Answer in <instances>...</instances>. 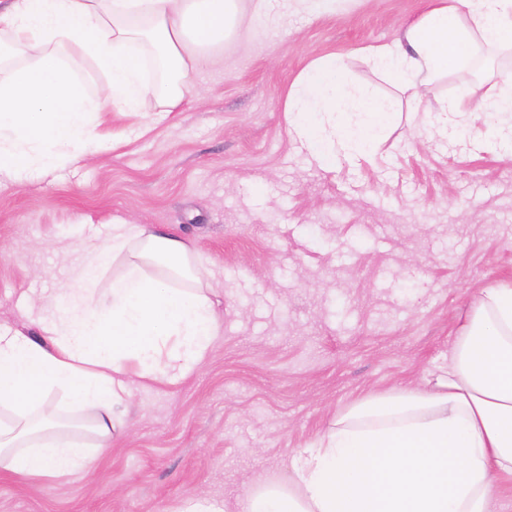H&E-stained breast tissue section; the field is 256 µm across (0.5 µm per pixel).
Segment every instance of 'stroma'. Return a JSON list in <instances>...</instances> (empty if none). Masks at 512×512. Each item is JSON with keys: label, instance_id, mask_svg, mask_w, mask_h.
<instances>
[{"label": "stroma", "instance_id": "35a3bbf8", "mask_svg": "<svg viewBox=\"0 0 512 512\" xmlns=\"http://www.w3.org/2000/svg\"><path fill=\"white\" fill-rule=\"evenodd\" d=\"M428 6L340 0L320 17L257 18L214 47L201 97L90 113L89 162L0 179V326L29 330L28 302H54L84 245L125 221L191 243L220 325L185 379L135 385L125 430L91 472H0V512H239L337 417L425 389L447 366L475 298L512 281V152L492 146L507 118L481 107L512 53L449 71L439 91L464 108L452 136L430 135V113L405 98L367 161L324 169L285 110L317 57L397 95L363 50Z\"/></svg>", "mask_w": 512, "mask_h": 512}]
</instances>
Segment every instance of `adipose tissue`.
Instances as JSON below:
<instances>
[{
  "label": "adipose tissue",
  "instance_id": "1",
  "mask_svg": "<svg viewBox=\"0 0 512 512\" xmlns=\"http://www.w3.org/2000/svg\"><path fill=\"white\" fill-rule=\"evenodd\" d=\"M239 0H0V176L85 159L87 116L138 110L146 95L176 107L197 94L209 49L246 25ZM152 43L170 72L145 84ZM512 48V0H433L371 66L423 100L475 46ZM76 48L106 76L97 97L67 75ZM38 51L35 64L17 58ZM398 102L347 79L343 61L313 59L286 98L319 164L371 158ZM119 273L101 277L109 266ZM34 333L0 327V467L26 477L88 470V443L111 447L135 380L174 383L219 332L206 271L187 240L125 222L88 244L55 306L32 308ZM91 410L46 417L50 394ZM293 482L252 487L241 512H489L491 478L512 476V281L482 291L455 330L447 372L431 387L371 400L339 417L291 461Z\"/></svg>",
  "mask_w": 512,
  "mask_h": 512
}]
</instances>
